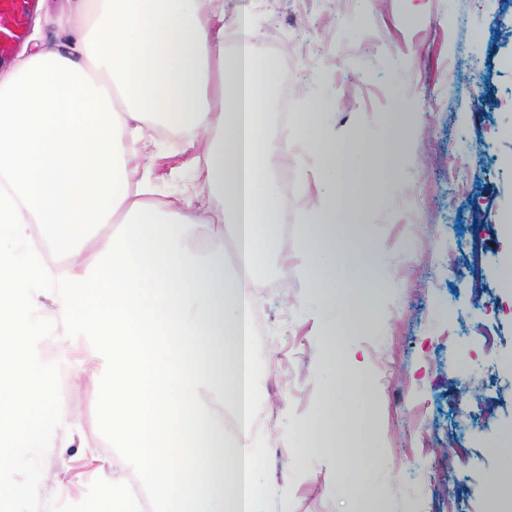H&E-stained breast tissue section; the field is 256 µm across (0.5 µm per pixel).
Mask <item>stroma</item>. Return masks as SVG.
Masks as SVG:
<instances>
[{
	"instance_id": "35a3bbf8",
	"label": "stroma",
	"mask_w": 512,
	"mask_h": 512,
	"mask_svg": "<svg viewBox=\"0 0 512 512\" xmlns=\"http://www.w3.org/2000/svg\"><path fill=\"white\" fill-rule=\"evenodd\" d=\"M232 31L249 14L256 53L273 66L271 134L320 122L384 142L361 174L378 198L342 221L372 227L367 266L336 261L328 293L305 252L318 160L301 151L277 170L288 194L265 286L255 296L259 412L279 404L273 438L255 434L259 512H512L494 479L512 456V5L507 0H215ZM81 0H43L29 49L83 27ZM203 141L145 128L128 162L155 199L221 210L198 179ZM335 335H328V328ZM494 336L485 348V336ZM72 427L47 432L7 469L11 512H91L96 468L124 481L130 512H158L153 488L126 462L98 385L77 375L59 331L38 343ZM360 411L343 459L312 440L331 435L329 404ZM465 449L462 459L453 449ZM70 493L57 494L64 475Z\"/></svg>"
}]
</instances>
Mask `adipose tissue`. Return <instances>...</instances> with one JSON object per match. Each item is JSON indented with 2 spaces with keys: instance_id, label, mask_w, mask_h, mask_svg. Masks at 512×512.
<instances>
[{
  "instance_id": "ef3b65f1",
  "label": "adipose tissue",
  "mask_w": 512,
  "mask_h": 512,
  "mask_svg": "<svg viewBox=\"0 0 512 512\" xmlns=\"http://www.w3.org/2000/svg\"><path fill=\"white\" fill-rule=\"evenodd\" d=\"M201 3L87 0L72 45L22 53L0 74V468L66 420L34 357L39 332L59 327L87 348L82 375L110 376L101 405L159 512H254L249 420L225 453L214 405L229 397L247 409L255 390L245 323L276 242L273 172L295 145L321 159L327 184L308 220L317 264L334 267L370 231L336 221L344 135L318 125L270 136L263 66L246 41L226 58L224 21ZM149 120L206 140L200 176L228 203L212 230L231 224L241 246L233 277L223 252L195 238L197 215L131 191L128 156ZM35 224L49 251L68 256L60 277L22 247ZM98 224L113 230L97 236Z\"/></svg>"
}]
</instances>
